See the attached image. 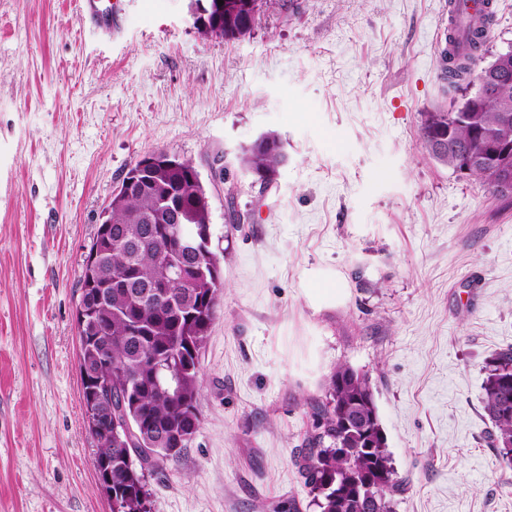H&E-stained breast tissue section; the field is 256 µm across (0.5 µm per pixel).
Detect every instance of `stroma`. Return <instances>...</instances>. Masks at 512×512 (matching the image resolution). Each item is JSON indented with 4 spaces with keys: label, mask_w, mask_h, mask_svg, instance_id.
Instances as JSON below:
<instances>
[{
    "label": "stroma",
    "mask_w": 512,
    "mask_h": 512,
    "mask_svg": "<svg viewBox=\"0 0 512 512\" xmlns=\"http://www.w3.org/2000/svg\"><path fill=\"white\" fill-rule=\"evenodd\" d=\"M189 0H0V512H112L78 369L84 259L127 170L166 151L210 195L224 286L200 427L149 478L153 512H316L296 464L337 365L367 372L395 512H512L484 366L512 346V196L435 159L448 0H267L202 39ZM267 133L260 187L238 164ZM234 193L243 223L226 219ZM79 2V16L82 21H88L102 30L118 33L119 14L115 11L112 0H80ZM197 0H190V7H189V15L193 20V25L200 26V28H197V31L199 35L202 38L208 39L215 37V33L213 29L206 28V26L215 28V31L221 36L222 30L224 28V38H233V39H242L246 36H249L252 32V29L254 25L256 24L257 20L259 19V15L261 12V8L263 6V0L260 1V8L256 13V17L253 18V25L251 23V17L249 16L248 26L250 27H244L243 26V15L242 13L244 11H241L237 16L234 18H231L230 16H227L225 14L224 16V25L222 28L221 18L214 17L213 20L210 18L207 11H204V4L203 1L197 3ZM209 16V17H208ZM252 25V26H251ZM236 33L240 37H236ZM284 159L281 140L275 135L267 134L243 151L239 164L242 169L256 176L260 185L267 187Z\"/></svg>",
    "instance_id": "35a3bbf8"
}]
</instances>
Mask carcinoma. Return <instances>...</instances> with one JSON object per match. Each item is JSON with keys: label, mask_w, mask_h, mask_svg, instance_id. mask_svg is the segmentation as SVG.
I'll use <instances>...</instances> for the list:
<instances>
[{"label": "carcinoma", "mask_w": 512, "mask_h": 512, "mask_svg": "<svg viewBox=\"0 0 512 512\" xmlns=\"http://www.w3.org/2000/svg\"><path fill=\"white\" fill-rule=\"evenodd\" d=\"M484 28L474 30L472 53L444 62L448 92L468 90L478 70ZM252 28L243 15L224 16V37L244 38ZM511 108L504 112L503 107ZM490 133L512 135V82L499 97L483 104L477 117L468 112V97L452 109L427 112L420 136L428 152L454 167V160L435 150L433 140L448 135L463 142L474 124ZM281 140L272 134L257 139L239 157L242 169L268 186L283 163ZM472 176L494 190L499 178L493 167H477ZM196 196L201 209L178 224L164 217L158 198ZM211 221L209 194L194 163L155 167L139 189L126 195L118 187L108 215L98 227L90 251L99 254L93 274L81 276L79 304L89 310L90 323L79 332V367L83 404L89 402V379L112 384V399L99 402L100 425L112 423V440L87 424L96 443L93 468L107 475L112 489V512H152L148 476L175 459L193 440L200 426L197 398L201 388L199 354L216 318L223 288L220 257L210 248L180 259L185 278L173 288H157L168 261L171 229L201 230ZM483 406L494 431L492 443L502 462L512 466V348L499 351L485 365ZM356 416L382 434L369 375L348 365L333 371L325 400L314 405V431L300 450L299 468L311 502L320 512H365L358 507L357 486L380 482L371 512H395L393 494L401 485L392 463L387 438L375 448H361L364 432L347 435L350 448L336 447L343 420Z\"/></svg>", "instance_id": "1"}]
</instances>
